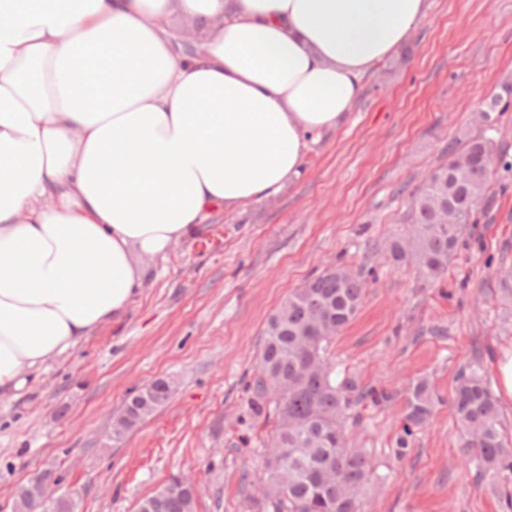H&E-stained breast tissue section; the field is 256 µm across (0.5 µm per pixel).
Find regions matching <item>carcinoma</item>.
<instances>
[{"instance_id": "cac0c4a2", "label": "carcinoma", "mask_w": 512, "mask_h": 512, "mask_svg": "<svg viewBox=\"0 0 512 512\" xmlns=\"http://www.w3.org/2000/svg\"><path fill=\"white\" fill-rule=\"evenodd\" d=\"M510 98L512 81L506 80L500 92L489 95L486 120L506 109ZM500 162L487 137L449 147L448 160L422 181L411 201L408 236L390 241L391 263L410 262L425 277L441 278ZM363 298L361 275L328 267L295 289L267 320L251 403L258 413L276 416L277 425L264 449L258 512H362L373 472L367 454L348 446L349 421L358 402L387 395L364 392L348 376L336 380L328 348L356 317ZM404 405L410 424L430 419L435 395L427 378L410 384ZM450 409L467 437L477 480L508 477L512 443L501 430L497 400L481 367L459 371ZM195 505V498L178 490L160 512H195Z\"/></svg>"}]
</instances>
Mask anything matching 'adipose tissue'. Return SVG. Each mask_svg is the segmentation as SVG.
I'll use <instances>...</instances> for the list:
<instances>
[{
  "label": "adipose tissue",
  "instance_id": "1",
  "mask_svg": "<svg viewBox=\"0 0 512 512\" xmlns=\"http://www.w3.org/2000/svg\"><path fill=\"white\" fill-rule=\"evenodd\" d=\"M428 0H0V397L298 177ZM181 17L200 32L175 46Z\"/></svg>",
  "mask_w": 512,
  "mask_h": 512
}]
</instances>
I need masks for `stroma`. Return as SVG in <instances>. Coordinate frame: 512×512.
Listing matches in <instances>:
<instances>
[{
	"mask_svg": "<svg viewBox=\"0 0 512 512\" xmlns=\"http://www.w3.org/2000/svg\"><path fill=\"white\" fill-rule=\"evenodd\" d=\"M365 76L347 120L315 136L298 178L275 197L214 210L156 258L123 317L93 331L0 400V512L31 476L53 472L76 512H136L170 477L199 487L197 512H252L274 420L248 400L268 317L331 264L372 266L363 305L330 347L337 377L391 393L361 401L348 439L370 456L365 512H512V478L478 482L448 400L458 372L512 349V107L480 121L512 80V0H430L407 44ZM494 139L503 158L444 277L391 265L410 196L448 145ZM428 378L440 402L403 436V391ZM163 378L169 402L122 440L112 418Z\"/></svg>",
	"mask_w": 512,
	"mask_h": 512,
	"instance_id": "obj_1",
	"label": "stroma"
}]
</instances>
